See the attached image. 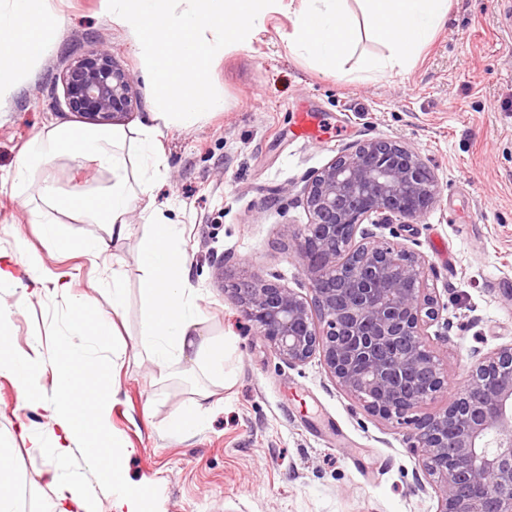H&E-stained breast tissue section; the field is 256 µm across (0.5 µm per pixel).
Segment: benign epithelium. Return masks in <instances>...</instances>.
<instances>
[{
    "label": "benign epithelium",
    "mask_w": 512,
    "mask_h": 512,
    "mask_svg": "<svg viewBox=\"0 0 512 512\" xmlns=\"http://www.w3.org/2000/svg\"><path fill=\"white\" fill-rule=\"evenodd\" d=\"M62 83L69 110L86 118L114 123L132 109V77L106 50L73 61ZM438 194L430 170L397 141L337 155L303 190L312 222L298 252L310 295L253 274L238 301L288 365L317 355L366 411L413 427L409 448L437 476L438 512H512V343L476 358L445 407L418 414L448 390L427 345L444 304L428 293L421 256L362 227L418 218Z\"/></svg>",
    "instance_id": "1"
}]
</instances>
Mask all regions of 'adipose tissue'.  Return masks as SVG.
<instances>
[{
	"instance_id": "1",
	"label": "adipose tissue",
	"mask_w": 512,
	"mask_h": 512,
	"mask_svg": "<svg viewBox=\"0 0 512 512\" xmlns=\"http://www.w3.org/2000/svg\"><path fill=\"white\" fill-rule=\"evenodd\" d=\"M178 10L171 0H99L101 12L112 22L129 28L143 60V72L155 93V108L147 114L137 134V155L126 149L125 129L54 127L33 139L23 150L10 175L16 193H24L35 174L53 160L67 157L86 160L111 175L109 184L93 192L73 194L46 182L39 197L49 209L68 214L86 224H99L103 235L73 238L60 223H41L43 252L80 250L99 258L109 241L127 237V215L141 192H148L166 168L160 136L165 127H194L209 112L224 109V100L207 84L212 59L230 46L246 45L258 32L276 0H187ZM347 0H297L293 10L291 42L294 49L344 75L360 28H367L384 42L385 57H364L363 71L386 74L394 67L412 64L418 50L448 17V0H362V14H350ZM49 0H0V102L23 81L53 49L55 26ZM149 232L140 242L143 276L140 297L143 330L137 340L148 360L167 370L177 360L192 359L207 371L214 384L228 379L227 347L196 333L198 306L190 285V270L179 246L180 225L152 214ZM43 252L30 251L23 263L29 283L0 267V285H21L23 300L38 297L45 289L67 294L69 280L49 279ZM110 310L94 317L71 318L52 354H44L41 337H34L30 351L16 353L0 348V375L12 377L21 402L29 407L48 405L55 428L48 442L51 457L46 471L56 499L53 512H97L98 490L111 496V512H145L139 486L124 480L127 451L114 439L109 425L113 397L109 392L86 391L79 379L93 376L108 383L113 359L90 364L86 348L73 337L102 343L111 336L116 317L125 310L128 290L113 277L108 290ZM52 375L54 396L44 401L39 381ZM212 392L199 390L167 424L170 436L189 439L203 427L212 409ZM81 455L94 468V483H87L68 465Z\"/></svg>"
}]
</instances>
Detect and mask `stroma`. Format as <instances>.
<instances>
[{"instance_id": "stroma-1", "label": "stroma", "mask_w": 512, "mask_h": 512, "mask_svg": "<svg viewBox=\"0 0 512 512\" xmlns=\"http://www.w3.org/2000/svg\"><path fill=\"white\" fill-rule=\"evenodd\" d=\"M57 17L54 51L0 105V256L20 270L26 248H40L37 187L13 195L9 175L21 150L54 126L85 127L65 104L60 75L74 57L100 47L134 80L138 106L123 120L136 131L154 94L129 29L100 11L99 0H50ZM287 4L268 12L262 30L227 50L208 71L224 110L196 126L164 129L168 173L140 196L130 234L99 261L78 252L45 257L54 275L77 273L69 296L46 293L19 304V286L0 287L14 308L4 329L15 352L32 337L52 344L79 304L108 308L105 288L120 276L129 290L108 356L122 363L112 381V433L128 448L127 479L146 485V512H437L432 476L408 446L409 427L370 415L338 388L319 357L291 367L259 336L236 289L259 274L308 295L294 234L310 223L303 189L338 154L369 139L399 141L434 174L439 195L420 219L376 228L422 256L447 307V323L429 328V344L460 387L473 352L512 342V0H448V21L408 68L375 77L359 58L386 55L360 33L351 72L324 73L292 49ZM301 112L316 113L318 132L303 136ZM66 192L103 185L108 175L67 158L42 173ZM181 225L182 246L198 295L203 338L230 340L235 381L215 388L203 431L167 435L168 420L208 380L184 360L158 371L136 347L142 326L139 248L151 211ZM291 235H284L283 225ZM223 269H216V259ZM49 414L24 408L14 382L0 375V444L15 451L17 512H47L55 495L44 480L47 455L31 440L48 438Z\"/></svg>"}]
</instances>
